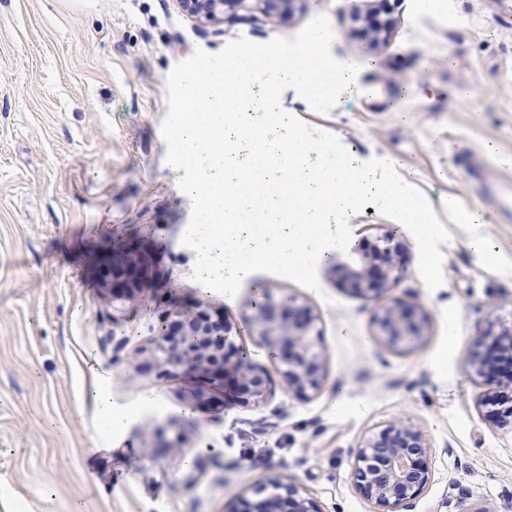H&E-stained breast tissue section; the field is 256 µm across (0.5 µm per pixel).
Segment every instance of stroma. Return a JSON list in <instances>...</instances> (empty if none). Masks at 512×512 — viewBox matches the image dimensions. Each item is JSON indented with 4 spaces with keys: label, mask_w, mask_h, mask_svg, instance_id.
Wrapping results in <instances>:
<instances>
[{
    "label": "stroma",
    "mask_w": 512,
    "mask_h": 512,
    "mask_svg": "<svg viewBox=\"0 0 512 512\" xmlns=\"http://www.w3.org/2000/svg\"><path fill=\"white\" fill-rule=\"evenodd\" d=\"M363 0H301L269 18L254 0L207 22L175 0H0V512H231L277 478L321 512H373L355 488L357 446L396 418L429 437L431 480L400 512H512V422L481 405L469 356L490 323H512V222L474 189L467 164L512 177V0H400L388 39L365 32ZM326 15L336 59L359 64L351 92L320 114L296 90L282 108L334 134L359 161L385 159L430 201L450 233L443 284L428 290L409 231L378 212L349 219L371 244L400 230L393 297L429 314L406 351L377 336L373 301L317 267L319 291L255 272L234 297L192 277L191 215L166 161V79L195 49L295 36ZM478 211L466 224L459 212ZM481 237L497 248L487 262ZM149 259L139 301L102 281L113 248ZM291 295L315 318L319 390L296 395L246 328L258 290ZM228 320L273 392L241 404L221 381L160 377L150 351L161 309ZM103 393V417L93 402ZM343 395L344 410L330 405Z\"/></svg>",
    "instance_id": "obj_1"
}]
</instances>
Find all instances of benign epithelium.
<instances>
[{
    "label": "benign epithelium",
    "mask_w": 512,
    "mask_h": 512,
    "mask_svg": "<svg viewBox=\"0 0 512 512\" xmlns=\"http://www.w3.org/2000/svg\"><path fill=\"white\" fill-rule=\"evenodd\" d=\"M188 15L206 21L224 18L242 0H176ZM302 0H257L268 17L292 13ZM376 40L387 37L392 23L377 17L368 20ZM351 267L338 271L346 288L377 302V336L392 347L417 345L426 336L424 309L385 294L396 282L403 258L395 231L378 238L368 250L355 249ZM147 259L133 251L112 250V297L130 298L141 287ZM251 332L268 347L288 387L305 395L319 388L323 378L322 350L311 337L313 317L308 308L290 298L280 309L269 301L252 304ZM162 336L155 344L156 360L169 375L218 376L232 385L245 402H260L271 393L268 372L246 357L231 339L233 325H217L203 311L165 310ZM480 344L486 348L471 364L477 377L501 388L512 387V324L489 326ZM429 440L418 426L401 418L386 424L361 441L355 451L353 481L359 492L375 505V512H398L397 507L417 496L431 479ZM255 502H244L246 512H319L298 486L272 480L253 491Z\"/></svg>",
    "instance_id": "7a95c632"
}]
</instances>
